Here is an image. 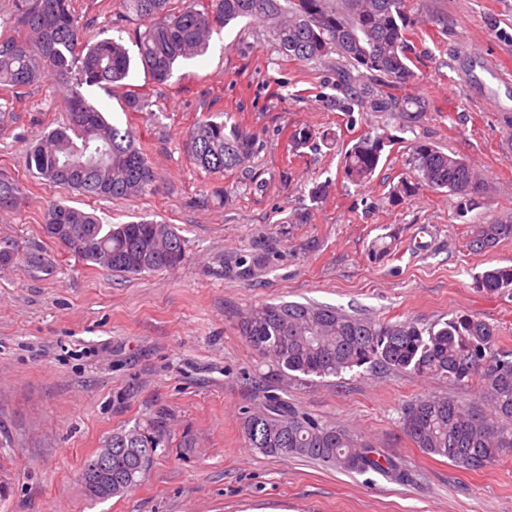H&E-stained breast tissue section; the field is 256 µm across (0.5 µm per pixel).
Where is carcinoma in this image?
Masks as SVG:
<instances>
[{
	"instance_id": "obj_1",
	"label": "carcinoma",
	"mask_w": 512,
	"mask_h": 512,
	"mask_svg": "<svg viewBox=\"0 0 512 512\" xmlns=\"http://www.w3.org/2000/svg\"><path fill=\"white\" fill-rule=\"evenodd\" d=\"M406 0H118L128 21L138 22V60L157 84L166 83L179 60L206 53L213 33L239 19L263 21L282 53L300 63L322 62L336 53L360 74L380 78L363 87L374 105L421 118L425 103L398 94L414 77L405 18ZM131 58L120 37L89 45L71 0H13V20L0 34V86L22 89L52 80L67 90L68 124L44 134L29 151L34 177L67 186L88 198L122 200L156 189V175L131 126L110 122L82 93L83 87H126ZM190 162L222 176L250 163L256 138L235 124L207 118L184 142ZM381 140L358 139L346 151L343 176L367 181L378 166ZM412 175L397 195L421 186L485 193V178L468 163L428 143L417 145ZM24 202L18 182L0 173V209ZM44 234L85 263L119 275L158 272L185 259V239L172 224L142 219L104 224L93 213L60 203L44 209ZM512 238V224H482L471 241L483 251ZM476 288L487 294L512 290V267L484 271ZM241 335L280 376L294 381L339 376L365 365L440 377L467 384L478 381L480 402L428 396L406 407L400 427L425 453L476 470L512 454V351L498 346L496 330L471 315L452 317L439 328L413 320L376 322L317 304L285 302L253 307L238 323ZM242 433L248 446L279 457H306L346 472L374 471L404 483L401 465L380 456L349 429L321 423L266 392L245 412ZM165 437L158 429L133 427L112 434L106 447L120 456L112 468L117 497L137 486L150 470Z\"/></svg>"
}]
</instances>
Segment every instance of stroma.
Here are the masks:
<instances>
[{"label":"stroma","instance_id":"35a3bbf8","mask_svg":"<svg viewBox=\"0 0 512 512\" xmlns=\"http://www.w3.org/2000/svg\"><path fill=\"white\" fill-rule=\"evenodd\" d=\"M86 41L120 34L136 53L137 25L119 22L116 0H72ZM418 122L354 102L364 81L342 85L339 55L302 64L266 27L237 21L200 61L178 63L131 112L122 90L84 88L107 117L131 124L158 189L113 201L88 199L30 175L28 151L67 119L52 82L0 89V172L24 203L0 211V238L51 255L52 274L24 263L0 268V512H512V455L480 470L424 453L401 432L402 409L426 395L478 396L477 384L420 380L360 368L308 383L280 381L237 323L253 306L316 301L375 320L427 327L474 315L512 350V291L475 286L485 270L512 266V238L482 252L477 225L512 222V91L490 108L475 84L480 65L512 70V0H407ZM231 117L258 138L250 166L224 176L190 164L183 140L209 116ZM312 140L292 149L291 133ZM381 137L372 178L341 176L345 151ZM469 163L488 182L478 204L445 189L397 197L418 143ZM324 186L312 198L315 186ZM95 211L106 224L146 217L176 225L178 267L116 275L68 254L42 231L46 204ZM274 390L299 412L353 431L410 476L346 473L249 448L241 417ZM161 427L165 448L124 495L89 500L81 471L112 433Z\"/></svg>","mask_w":512,"mask_h":512}]
</instances>
